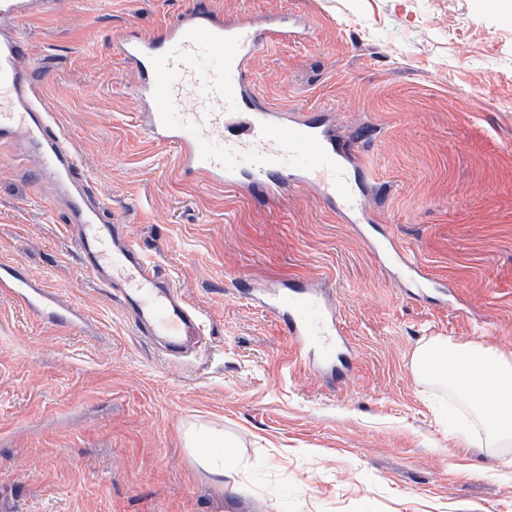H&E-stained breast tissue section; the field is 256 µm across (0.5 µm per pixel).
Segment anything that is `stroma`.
Here are the masks:
<instances>
[{
    "instance_id": "stroma-1",
    "label": "stroma",
    "mask_w": 512,
    "mask_h": 512,
    "mask_svg": "<svg viewBox=\"0 0 512 512\" xmlns=\"http://www.w3.org/2000/svg\"><path fill=\"white\" fill-rule=\"evenodd\" d=\"M196 0H69L21 24L37 90L82 173L208 327L205 358L170 360L81 268L31 157L0 145V263L19 262L99 333L0 299V506L6 512H512V467L460 402L410 360L434 336L512 358V0H211L226 20L290 13L301 36L248 78L280 112L324 113L373 170L379 230L447 283L407 294L309 187L269 201L185 177L140 129L116 50ZM332 289L354 357L332 381L296 360L241 279ZM221 430L238 465L212 474L188 424Z\"/></svg>"
}]
</instances>
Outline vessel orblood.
<instances>
[{"label": "vessel or blood", "mask_w": 512, "mask_h": 512, "mask_svg": "<svg viewBox=\"0 0 512 512\" xmlns=\"http://www.w3.org/2000/svg\"><path fill=\"white\" fill-rule=\"evenodd\" d=\"M62 0H0V143L34 153L42 193L64 206V224L77 243L86 273L119 292L141 336L159 341L176 358L206 354L207 325L170 279L129 237L125 225L107 223V206L81 174V157L38 95L34 67L19 24L51 15ZM292 15L223 21L207 0L165 30L162 41L129 32L120 56L138 75L135 92L146 105L141 127L148 139L179 149L187 176L275 195L314 186L340 217L368 232L376 216L364 202L365 175L356 149L314 112L282 113L262 105L247 80L263 47L297 34ZM211 65H202V58ZM415 287L437 283L390 238L373 241ZM0 297L39 319L86 333L89 319L19 263H0ZM254 298L273 313L295 342L301 364L317 369L348 362L350 346L325 289L299 280L258 287Z\"/></svg>", "instance_id": "b4317fda"}]
</instances>
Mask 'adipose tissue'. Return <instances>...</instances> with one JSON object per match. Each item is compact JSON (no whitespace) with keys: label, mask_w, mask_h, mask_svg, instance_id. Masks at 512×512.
<instances>
[{"label":"adipose tissue","mask_w":512,"mask_h":512,"mask_svg":"<svg viewBox=\"0 0 512 512\" xmlns=\"http://www.w3.org/2000/svg\"><path fill=\"white\" fill-rule=\"evenodd\" d=\"M416 377L426 383L457 390L483 424L484 444L512 449V360L489 348L461 346L435 337L420 346L412 358ZM474 372L478 381L460 385L458 376Z\"/></svg>","instance_id":"obj_1"}]
</instances>
